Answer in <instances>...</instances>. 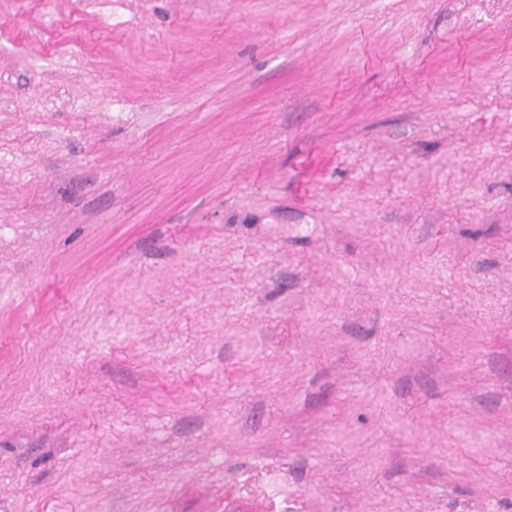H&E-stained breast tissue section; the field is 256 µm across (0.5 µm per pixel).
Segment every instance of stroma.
Listing matches in <instances>:
<instances>
[{
  "instance_id": "obj_1",
  "label": "stroma",
  "mask_w": 512,
  "mask_h": 512,
  "mask_svg": "<svg viewBox=\"0 0 512 512\" xmlns=\"http://www.w3.org/2000/svg\"><path fill=\"white\" fill-rule=\"evenodd\" d=\"M0 512H512V0H0Z\"/></svg>"
}]
</instances>
